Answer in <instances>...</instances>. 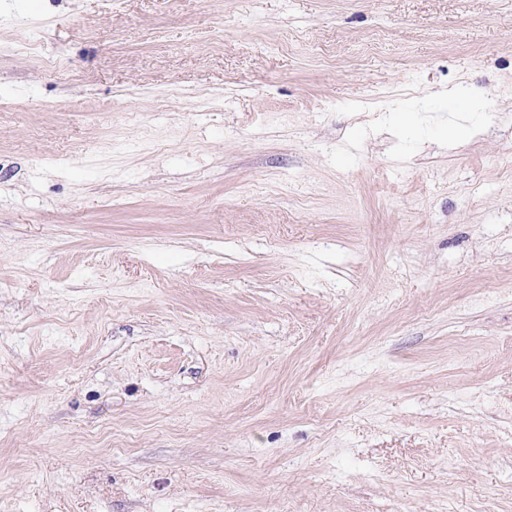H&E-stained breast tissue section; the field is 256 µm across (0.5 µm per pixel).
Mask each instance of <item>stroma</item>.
I'll return each mask as SVG.
<instances>
[{
    "instance_id": "obj_1",
    "label": "stroma",
    "mask_w": 512,
    "mask_h": 512,
    "mask_svg": "<svg viewBox=\"0 0 512 512\" xmlns=\"http://www.w3.org/2000/svg\"><path fill=\"white\" fill-rule=\"evenodd\" d=\"M0 512H512V0H0Z\"/></svg>"
}]
</instances>
